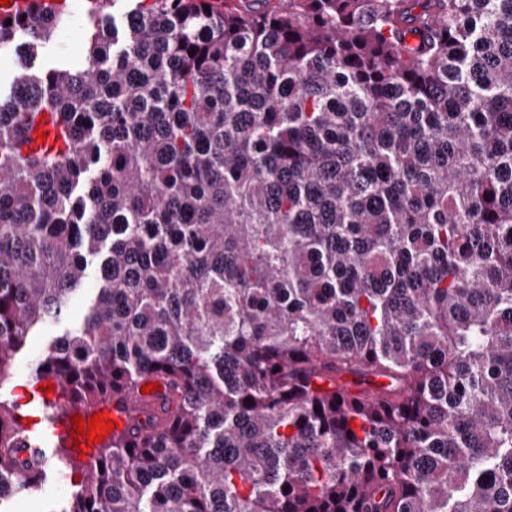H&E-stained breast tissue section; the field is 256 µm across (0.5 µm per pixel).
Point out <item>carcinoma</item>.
<instances>
[{
	"label": "carcinoma",
	"instance_id": "obj_1",
	"mask_svg": "<svg viewBox=\"0 0 512 512\" xmlns=\"http://www.w3.org/2000/svg\"><path fill=\"white\" fill-rule=\"evenodd\" d=\"M97 2L0 16V386L92 266L35 378L174 408L56 512H512V0ZM68 15L70 23L60 27L53 39L48 42L41 50L37 59V65H52L58 62L74 64L81 62L86 55L87 46L84 39L77 40L70 37L72 30L82 27V21L86 11V1L84 0H67Z\"/></svg>",
	"mask_w": 512,
	"mask_h": 512
}]
</instances>
